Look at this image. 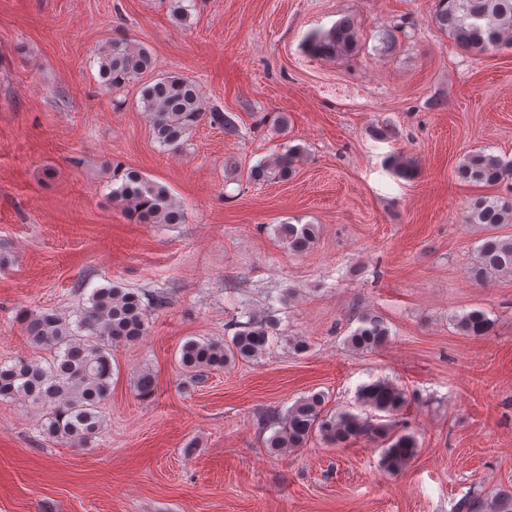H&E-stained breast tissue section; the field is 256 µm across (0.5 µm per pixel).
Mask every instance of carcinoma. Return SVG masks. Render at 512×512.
I'll list each match as a JSON object with an SVG mask.
<instances>
[{"label":"carcinoma","instance_id":"carcinoma-1","mask_svg":"<svg viewBox=\"0 0 512 512\" xmlns=\"http://www.w3.org/2000/svg\"><path fill=\"white\" fill-rule=\"evenodd\" d=\"M436 25L464 51L482 55L492 49L512 50V0H439ZM358 32L344 17L326 32L307 40V49L324 58L347 57L358 48ZM152 52L143 44L112 41L100 52L98 75L108 89L140 82L143 111L154 142L176 150L204 116L227 136L239 134L231 114L203 108L200 84L178 74L152 75ZM303 149L293 146L271 160L262 161L246 173V181L259 184L272 179L290 180ZM386 164L398 177L411 179L415 162L399 154ZM459 181L493 187L512 182V161L483 151L465 156L455 170ZM112 199L124 213L141 224H182L185 212L170 190L148 179L139 170L117 164L112 169ZM465 222L484 224L491 234L476 249L471 278L483 282L496 275L512 274V234L495 230L512 224V197L479 196L465 206ZM314 224H280L277 234L288 249L303 253L314 244ZM166 304L159 294H147L112 284L91 291L87 305L71 322L52 309H22L16 316L30 344L47 350V359L19 356L0 361V400H23L46 410L43 432L73 445H84L103 429L102 405L112 394V347L138 341L147 331L148 312ZM495 321L483 309H472L456 317V327L466 336H487ZM279 337V319L270 314L260 321L240 324L231 339L222 343L188 340L180 350V365L187 371L222 369L236 360H256ZM389 330L375 315L361 318L349 336L348 345L357 351H373L388 341ZM357 409L336 413L325 411V395L313 393L296 401L283 416L281 427L267 441L269 452L278 454L303 448L318 438L341 447L367 438L381 447V463L395 473L406 467L421 451L417 437L398 428L396 417L408 404L406 391L389 381L376 380L357 391Z\"/></svg>","mask_w":512,"mask_h":512}]
</instances>
